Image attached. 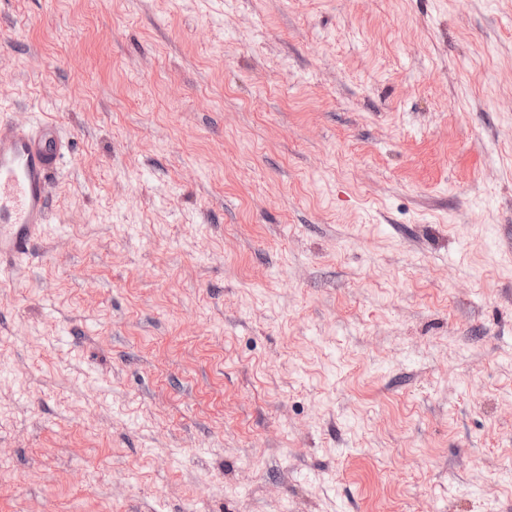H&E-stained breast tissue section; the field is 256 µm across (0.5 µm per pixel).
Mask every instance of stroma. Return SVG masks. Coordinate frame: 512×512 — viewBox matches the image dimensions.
Masks as SVG:
<instances>
[{"mask_svg":"<svg viewBox=\"0 0 512 512\" xmlns=\"http://www.w3.org/2000/svg\"><path fill=\"white\" fill-rule=\"evenodd\" d=\"M0 115V512H512V0H0ZM56 125L20 128L0 118V259L37 258L33 242L49 210V181L64 154Z\"/></svg>","mask_w":512,"mask_h":512,"instance_id":"35a3bbf8","label":"stroma"}]
</instances>
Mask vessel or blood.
Masks as SVG:
<instances>
[{
  "mask_svg": "<svg viewBox=\"0 0 512 512\" xmlns=\"http://www.w3.org/2000/svg\"><path fill=\"white\" fill-rule=\"evenodd\" d=\"M56 125L20 128L0 118V262L34 261L48 218L49 181L64 154Z\"/></svg>",
  "mask_w": 512,
  "mask_h": 512,
  "instance_id": "1",
  "label": "vessel or blood"
}]
</instances>
